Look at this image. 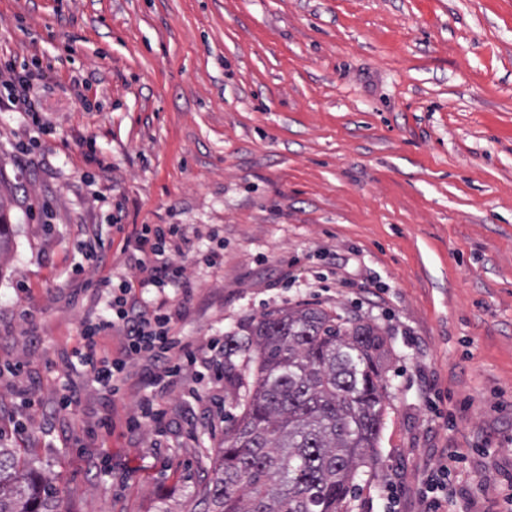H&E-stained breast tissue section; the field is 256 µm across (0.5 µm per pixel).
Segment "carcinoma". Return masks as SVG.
Wrapping results in <instances>:
<instances>
[{"label": "carcinoma", "instance_id": "carcinoma-1", "mask_svg": "<svg viewBox=\"0 0 512 512\" xmlns=\"http://www.w3.org/2000/svg\"><path fill=\"white\" fill-rule=\"evenodd\" d=\"M0 192V257L11 241ZM224 350L242 411L224 430L191 512H343L373 461L385 400L380 330L309 304L264 313ZM54 484L21 449L0 448V512H61Z\"/></svg>", "mask_w": 512, "mask_h": 512}]
</instances>
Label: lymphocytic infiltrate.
Returning <instances> with one entry per match:
<instances>
[{
	"mask_svg": "<svg viewBox=\"0 0 512 512\" xmlns=\"http://www.w3.org/2000/svg\"><path fill=\"white\" fill-rule=\"evenodd\" d=\"M35 76L9 68L0 71V84L9 94L1 102L4 107L30 115L36 114L37 103L30 90ZM175 244L192 247L190 227L186 224H144L126 237L123 253L128 264L141 273L138 281L113 282L111 277L98 280L100 295L107 314L84 324L80 332L77 359L86 367L105 396H117L130 364L147 360L148 386L163 391L176 377L194 371L198 358L191 343L173 333V316L166 303L147 305L135 294L136 288L185 287V268L166 257ZM114 329L120 336V354L111 356L102 350L100 336Z\"/></svg>",
	"mask_w": 512,
	"mask_h": 512,
	"instance_id": "obj_1",
	"label": "lymphocytic infiltrate"
}]
</instances>
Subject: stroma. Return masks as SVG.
<instances>
[{
    "label": "stroma",
    "mask_w": 512,
    "mask_h": 512,
    "mask_svg": "<svg viewBox=\"0 0 512 512\" xmlns=\"http://www.w3.org/2000/svg\"><path fill=\"white\" fill-rule=\"evenodd\" d=\"M5 65L44 77L38 116L0 111V364L25 363L0 374V444L55 480L63 512H190L240 413L206 352L159 395L132 363L111 401L79 365L95 283L138 279L121 247L143 224L197 232L167 253L190 295L142 293L194 345L305 303L379 327L383 426L346 512H418L431 480L454 512H503L512 0H0ZM88 224L110 263L77 275ZM65 385L78 402L60 410ZM148 396L163 433L128 427Z\"/></svg>",
    "instance_id": "1"
}]
</instances>
